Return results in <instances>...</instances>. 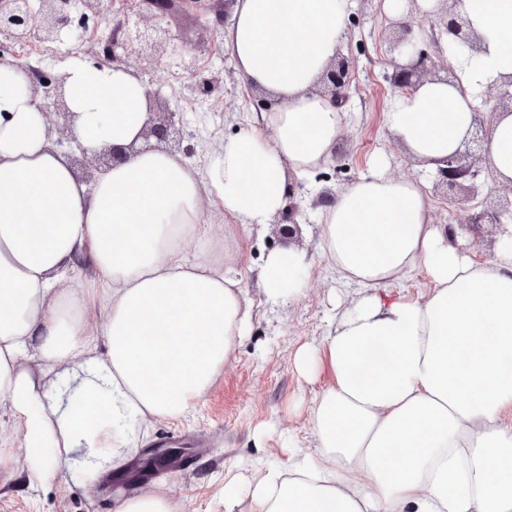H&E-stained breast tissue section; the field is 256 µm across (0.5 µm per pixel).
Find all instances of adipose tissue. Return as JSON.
I'll return each instance as SVG.
<instances>
[{
  "label": "adipose tissue",
  "instance_id": "adipose-tissue-1",
  "mask_svg": "<svg viewBox=\"0 0 512 512\" xmlns=\"http://www.w3.org/2000/svg\"><path fill=\"white\" fill-rule=\"evenodd\" d=\"M353 0H236L224 34L246 84L278 99L261 121L216 145L204 170L164 149L130 153L95 186L47 136L40 99L16 62L0 63V447H19L29 484L57 480L86 450L122 468L114 432L186 420L251 323L222 246L200 248L204 202L243 225L273 221L287 172L330 158L344 115L313 87L341 52ZM484 51L455 83L429 81L395 98L390 135L436 166L470 130L478 95L512 76V0H456ZM73 131L84 148L139 141L148 85L124 68L80 59L64 69ZM485 154L512 182V113L491 119ZM418 182L382 173L339 190L321 215L323 255L363 288L298 371L326 364L329 385L310 408L314 451L287 467L262 463L248 512H512V250L476 262L430 221ZM87 258L98 276L76 273ZM424 269V299L389 283ZM305 256L269 254L267 298L297 296ZM99 318L89 321L90 307ZM74 364L69 400L46 376ZM115 512H186L169 484L119 500Z\"/></svg>",
  "mask_w": 512,
  "mask_h": 512
}]
</instances>
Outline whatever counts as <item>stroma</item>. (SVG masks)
<instances>
[{
  "label": "stroma",
  "instance_id": "stroma-1",
  "mask_svg": "<svg viewBox=\"0 0 512 512\" xmlns=\"http://www.w3.org/2000/svg\"><path fill=\"white\" fill-rule=\"evenodd\" d=\"M388 22L383 0H354L342 49L351 66L346 123L330 159L299 178L303 188L295 193L298 239H285L276 221L241 227L218 201L209 204L207 233L231 245L252 322L193 418L149 425L125 445L127 461L120 473L88 471L79 455L65 463L59 479L49 485L29 487L24 472H17L10 485L0 490V512H113L117 499L140 495L159 481L177 482L189 512H224L226 478H237L242 487H249L255 480L252 464L256 459L284 466L290 443L313 446L310 408L330 378L322 370L313 378L304 377L295 367V353L305 345L318 346L343 309L360 294L357 284L339 280L323 258L318 192L342 189L374 174L377 162L386 161L392 177L424 183L432 223L456 225L457 247L469 248L477 261L493 257L498 231L494 225L475 223V216L484 209L480 200L447 196L436 187L434 173L421 168L388 135L385 114L395 94L387 80ZM105 25L89 23L79 44L65 40L32 55L21 48L0 53L54 75L76 57L91 63L102 60ZM168 27L177 42L201 49L195 72H186L183 57L169 52L163 55L161 72L163 95L170 107L183 114L186 160L201 169L215 142L255 125L260 94L247 92L238 77L224 39L216 33L210 0H193L170 18ZM205 81L210 90L204 94L198 86ZM290 246L307 257L306 284L295 298L269 300L259 281L260 269L269 254ZM168 441L183 449L178 466L137 478L139 451Z\"/></svg>",
  "mask_w": 512,
  "mask_h": 512
}]
</instances>
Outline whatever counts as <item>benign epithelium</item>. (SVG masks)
I'll return each instance as SVG.
<instances>
[{
    "mask_svg": "<svg viewBox=\"0 0 512 512\" xmlns=\"http://www.w3.org/2000/svg\"><path fill=\"white\" fill-rule=\"evenodd\" d=\"M106 0H0V45L8 42L15 47L33 43L55 41L63 36L71 39H84L87 30L86 18L93 16L100 20L107 18L103 9ZM123 4L138 5V18L133 28L117 27L109 40L112 48V61H119L117 51L130 54L137 61V74L148 75L151 82L161 69L160 48L172 42L168 28V18L190 0H121ZM439 10L435 22L440 33L451 36V43L461 46L470 60H478L483 52V39L471 27L470 22L454 12L455 0H438ZM390 59L392 85L409 93L427 81H435L429 56L419 48L418 40L411 25L404 19L390 23ZM322 95L330 103L341 107L346 102L350 83V63L339 53L332 60L321 78ZM63 76L49 77L33 86L34 93L41 95V110L48 121V131L57 135V146L71 148L67 155L74 165L80 167L81 177L86 181L94 178L95 172L106 166L118 163L127 157L121 147H110L98 154H86L73 135L71 113L68 112L63 93ZM483 104L491 112L512 113V80L491 83L482 93ZM181 113L166 103L150 108V117L144 128V140L155 139V147L180 136ZM488 135L486 124L475 120L474 130L462 147L448 155L438 168L439 184L447 193L462 192L468 199L482 192L484 183L480 181L483 154L482 147ZM481 217L504 233L505 218H512V184L507 192L492 201L483 210ZM180 455V449L158 448L148 459L146 467L152 470L166 467Z\"/></svg>",
    "mask_w": 512,
    "mask_h": 512,
    "instance_id": "obj_1",
    "label": "benign epithelium"
}]
</instances>
